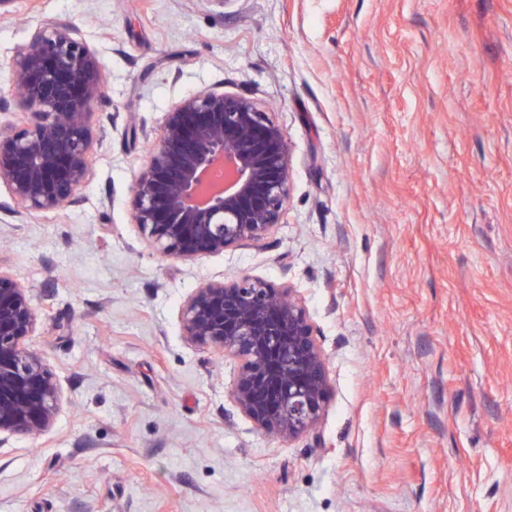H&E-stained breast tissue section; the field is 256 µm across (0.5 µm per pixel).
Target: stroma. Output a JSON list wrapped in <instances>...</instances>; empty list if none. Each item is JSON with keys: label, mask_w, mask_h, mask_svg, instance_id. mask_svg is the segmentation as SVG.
<instances>
[{"label": "stroma", "mask_w": 512, "mask_h": 512, "mask_svg": "<svg viewBox=\"0 0 512 512\" xmlns=\"http://www.w3.org/2000/svg\"><path fill=\"white\" fill-rule=\"evenodd\" d=\"M70 20L104 69L77 205L0 184V271L29 288L55 421L0 445V512H512V0H11V64ZM254 99L293 147L267 239L157 252L130 197L166 113ZM240 274L297 288L330 392L313 431H261L239 360L181 307Z\"/></svg>", "instance_id": "stroma-1"}]
</instances>
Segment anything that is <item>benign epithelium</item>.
<instances>
[{"mask_svg":"<svg viewBox=\"0 0 512 512\" xmlns=\"http://www.w3.org/2000/svg\"><path fill=\"white\" fill-rule=\"evenodd\" d=\"M12 85L26 117L0 128V184L35 212L76 204L88 111L104 93L101 61L70 21L48 18L16 58ZM291 165L286 133L253 99L205 90L166 113L135 177L132 218L160 253L182 260L258 243L286 209ZM36 322L30 290L0 272V443L55 421L57 386L25 345ZM181 322L187 342L240 361L233 397L260 429L292 439L316 427L329 378L297 289L250 275L206 282L185 301Z\"/></svg>","mask_w":512,"mask_h":512,"instance_id":"1","label":"benign epithelium"}]
</instances>
